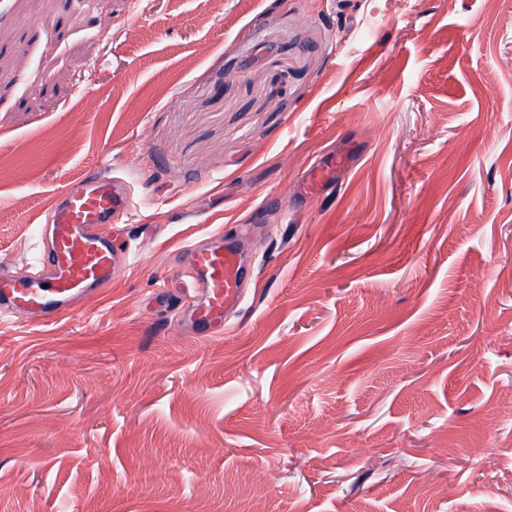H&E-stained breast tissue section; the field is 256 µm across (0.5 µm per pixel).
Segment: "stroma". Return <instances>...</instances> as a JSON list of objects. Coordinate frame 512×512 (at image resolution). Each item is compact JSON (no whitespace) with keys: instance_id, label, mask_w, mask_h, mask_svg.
<instances>
[{"instance_id":"obj_1","label":"stroma","mask_w":512,"mask_h":512,"mask_svg":"<svg viewBox=\"0 0 512 512\" xmlns=\"http://www.w3.org/2000/svg\"><path fill=\"white\" fill-rule=\"evenodd\" d=\"M107 170L111 285L0 318V512H512V0H0V273ZM215 237L212 243L188 249L193 275L185 291L196 293V300L184 319L192 331L202 335L224 328V316L238 306L247 284V266L236 241L224 238L221 230Z\"/></svg>"}]
</instances>
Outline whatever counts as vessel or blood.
<instances>
[{"mask_svg": "<svg viewBox=\"0 0 512 512\" xmlns=\"http://www.w3.org/2000/svg\"><path fill=\"white\" fill-rule=\"evenodd\" d=\"M130 206L129 188L108 172L67 189L39 228L49 236V248L23 271L0 275V314L52 320L68 313L73 301L108 287L121 260L113 238L121 233ZM188 253L196 300L184 319L195 333L211 335L238 306L247 266L236 241L220 231L214 242L193 245Z\"/></svg>", "mask_w": 512, "mask_h": 512, "instance_id": "obj_1", "label": "vessel or blood"}]
</instances>
